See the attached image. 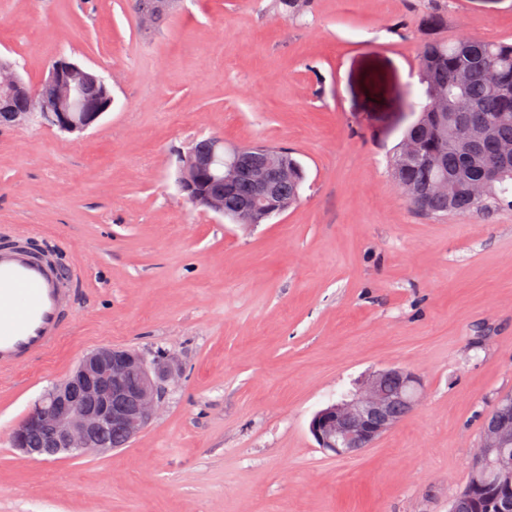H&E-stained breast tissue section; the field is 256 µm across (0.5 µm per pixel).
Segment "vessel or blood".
Listing matches in <instances>:
<instances>
[{"label":"vessel or blood","mask_w":512,"mask_h":512,"mask_svg":"<svg viewBox=\"0 0 512 512\" xmlns=\"http://www.w3.org/2000/svg\"><path fill=\"white\" fill-rule=\"evenodd\" d=\"M81 279L76 266L26 249H0V368L48 355L65 334L66 307Z\"/></svg>","instance_id":"1"}]
</instances>
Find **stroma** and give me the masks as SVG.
<instances>
[{
	"label": "stroma",
	"instance_id": "35a3bbf8",
	"mask_svg": "<svg viewBox=\"0 0 512 512\" xmlns=\"http://www.w3.org/2000/svg\"><path fill=\"white\" fill-rule=\"evenodd\" d=\"M179 0L158 29L128 0H0V58L38 85L66 55L106 77L82 134L0 125V236L32 226L83 269L69 331L0 372V512H448L512 395V207L432 217L391 161L437 35L512 43V0ZM277 144L306 173L260 224L191 206L179 153ZM162 349L184 367L160 414L103 455L26 458L13 429L78 358ZM418 408L326 455L312 414L379 369Z\"/></svg>",
	"mask_w": 512,
	"mask_h": 512
}]
</instances>
